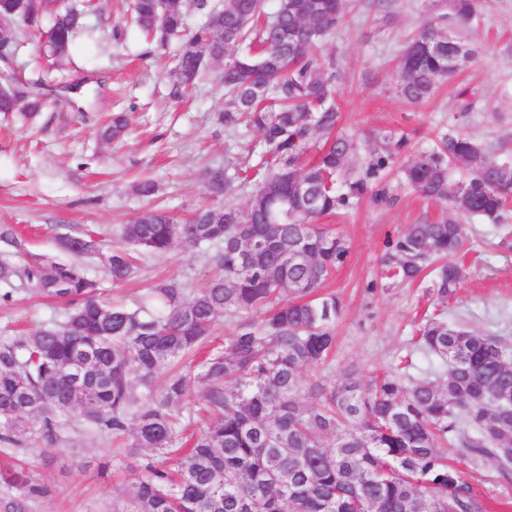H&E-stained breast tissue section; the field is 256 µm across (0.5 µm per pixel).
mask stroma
<instances>
[{"label": "stroma", "mask_w": 512, "mask_h": 512, "mask_svg": "<svg viewBox=\"0 0 512 512\" xmlns=\"http://www.w3.org/2000/svg\"><path fill=\"white\" fill-rule=\"evenodd\" d=\"M90 1L91 32L81 34L55 65L43 58L38 33L24 38L17 61L23 81L53 88L39 115L30 120L0 112V225H10L18 241L9 249L0 243V253L15 259L69 260L61 237L87 231L103 249L120 244L122 226L144 206L133 191L143 177L157 180L159 206L187 217L210 202L206 166L234 163L247 148L263 149L256 130L228 133L214 123L224 106L219 67L192 91L176 90L168 74L173 47L144 40L131 20L130 0H64L78 9ZM477 3L478 15L463 33L473 55L420 104L398 96L396 66L421 27L436 23L454 33L444 19L448 0H389L377 10L364 0H348L346 23L323 48L342 74L336 129L358 145L353 165L367 162L383 134L404 137L405 144L390 172L373 183L371 197L322 219L347 239L350 252L320 290L339 303L334 352L325 369L303 371L304 382L334 381L352 368L365 383L405 359L414 369L427 367L415 338L424 316L438 309L449 324L512 340V235L487 221L468 220L467 251L460 259L466 277L444 302L432 295L430 279L399 284L386 278L381 264L388 240L406 225L449 210L403 183L399 170L415 153L432 150L442 134L462 133L498 160L512 162V0ZM116 28L123 33L118 40ZM115 112L128 113V132L122 142H102L96 129ZM82 262L107 301L131 299L161 280L198 288L214 271L209 256L183 244L164 258L144 256L136 276L117 285L98 256ZM64 314L62 304L37 296L0 304V336L61 322ZM141 461L86 423L70 424L60 445L26 455L29 473L48 488L31 512H110L113 499L130 491ZM461 469L492 512H512V482H493V464L475 469L465 462Z\"/></svg>", "instance_id": "1"}]
</instances>
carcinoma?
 <instances>
[{"mask_svg": "<svg viewBox=\"0 0 512 512\" xmlns=\"http://www.w3.org/2000/svg\"><path fill=\"white\" fill-rule=\"evenodd\" d=\"M135 0V21L147 41L180 39L171 77L190 88L219 59L224 111L216 122L226 131L246 123L262 136L265 152L229 171L205 172L206 190L219 198L254 185L245 205L202 206L179 222L148 208L123 226V243L112 246L107 268L112 283L137 272L128 246L154 256L177 244L216 248L222 273L197 289L162 282L150 299L131 304L101 299L99 282L76 262L31 256L23 263L0 259V303L25 292L65 305L59 324L0 337V452L27 451L36 442L53 448L75 417L114 439L129 436L131 448L147 450L142 475L130 497L112 512H486V506L448 462L443 449L458 448L474 467L496 465L512 480L503 448L512 427L500 428L493 401L512 392V343L503 336L451 326L433 313L417 342L428 367L401 368L361 385L352 373L342 381L316 380L304 387L301 372L324 367L335 346L336 298L316 297L349 255L346 240L318 220L351 206L370 191L392 161L374 154L363 173L350 177L356 143L336 134V59L320 52L346 17L345 0ZM48 0H32L13 30L21 36L40 27ZM452 16L467 26L475 0H450ZM201 20L191 26V12ZM83 28L82 13H55L44 47L51 57L69 52ZM447 42L435 26L410 41ZM450 78L448 57L402 54L397 91L411 103L428 100ZM127 115L117 113L99 131L105 141L124 135ZM464 162L472 177L448 191V165ZM407 182L427 199L450 203L462 216L493 224L512 219V165L484 153L464 134L441 138L438 150L413 157ZM308 188L298 196L295 178ZM288 201L283 223H272ZM269 237L248 268L234 251ZM465 226L454 218L410 224L387 242V277L416 280L442 259L436 295L451 297L464 279L452 257L464 247ZM76 255L99 253L92 234L61 239ZM301 247L308 258L288 264ZM269 307L259 323L253 310ZM235 322L224 351L196 355L217 320ZM81 361L85 375L71 379L67 367ZM215 420L203 431L182 434L191 423L183 400L192 383ZM145 391L135 400V389ZM13 489L0 496V512H28L45 493L25 468L0 471Z\"/></svg>", "mask_w": 512, "mask_h": 512, "instance_id": "carcinoma-1", "label": "carcinoma"}]
</instances>
